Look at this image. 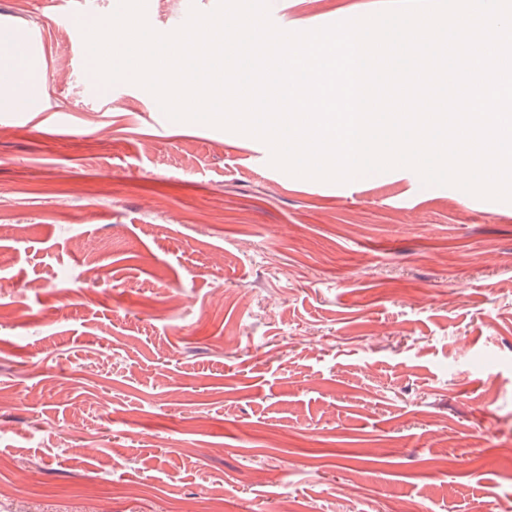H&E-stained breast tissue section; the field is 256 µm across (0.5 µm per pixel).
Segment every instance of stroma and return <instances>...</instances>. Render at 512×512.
Listing matches in <instances>:
<instances>
[{
    "instance_id": "obj_1",
    "label": "stroma",
    "mask_w": 512,
    "mask_h": 512,
    "mask_svg": "<svg viewBox=\"0 0 512 512\" xmlns=\"http://www.w3.org/2000/svg\"><path fill=\"white\" fill-rule=\"evenodd\" d=\"M384 0H268L303 32ZM76 0L0 130V502L84 512H512V203L89 95ZM64 116L57 124L56 116Z\"/></svg>"
}]
</instances>
